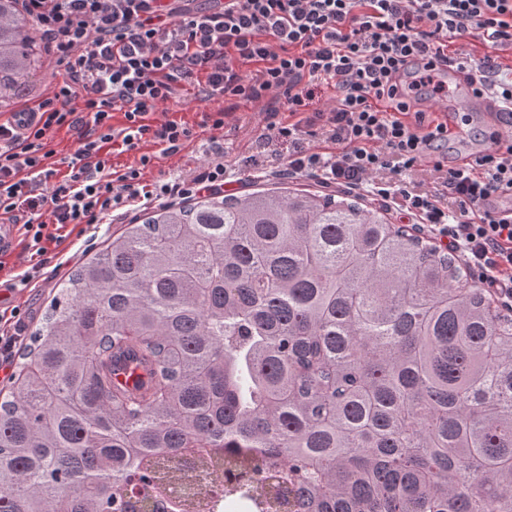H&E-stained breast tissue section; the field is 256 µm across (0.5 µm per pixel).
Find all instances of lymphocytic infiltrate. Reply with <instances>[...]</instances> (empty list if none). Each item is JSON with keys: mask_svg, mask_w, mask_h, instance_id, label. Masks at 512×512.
<instances>
[{"mask_svg": "<svg viewBox=\"0 0 512 512\" xmlns=\"http://www.w3.org/2000/svg\"><path fill=\"white\" fill-rule=\"evenodd\" d=\"M190 2L23 0L61 75L25 125L0 120V215L18 224L26 252L44 255L70 224L115 223L134 206L223 191L232 165L221 145L190 174L150 184L152 156L118 171L105 149L115 140L129 150L143 141L168 153L185 147L192 127L150 116L201 74L206 100L270 104L262 140L292 147L281 173L392 201L418 231L463 254L480 288L512 301V214L488 204L512 195V132L491 133L468 163L452 166L436 152L447 123L423 109L446 97L453 67L472 95L512 116V77L501 65L449 49L465 32L512 48V0H223L208 10ZM323 82L338 97L319 107ZM63 128L78 147L59 180L51 141ZM425 161L431 189L406 179Z\"/></svg>", "mask_w": 512, "mask_h": 512, "instance_id": "1", "label": "lymphocytic infiltrate"}]
</instances>
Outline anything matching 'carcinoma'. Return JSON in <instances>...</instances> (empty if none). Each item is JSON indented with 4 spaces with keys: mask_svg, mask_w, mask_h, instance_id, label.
Masks as SVG:
<instances>
[{
    "mask_svg": "<svg viewBox=\"0 0 512 512\" xmlns=\"http://www.w3.org/2000/svg\"><path fill=\"white\" fill-rule=\"evenodd\" d=\"M41 54L0 0V88ZM385 213L213 192L125 225L0 398V512H512V312Z\"/></svg>",
    "mask_w": 512,
    "mask_h": 512,
    "instance_id": "obj_1",
    "label": "carcinoma"
}]
</instances>
